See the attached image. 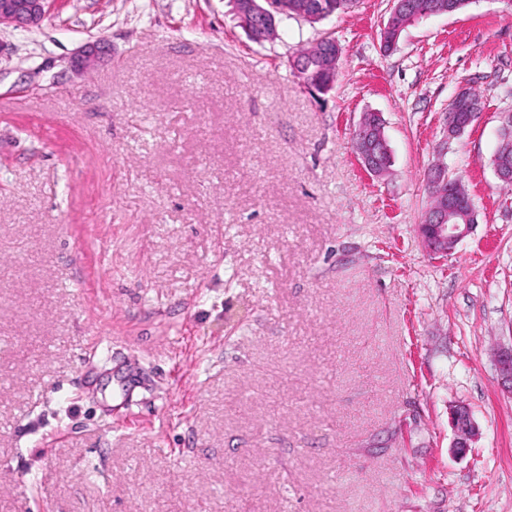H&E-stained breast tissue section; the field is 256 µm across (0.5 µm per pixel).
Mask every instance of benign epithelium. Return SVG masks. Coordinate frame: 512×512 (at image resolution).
<instances>
[{
    "mask_svg": "<svg viewBox=\"0 0 512 512\" xmlns=\"http://www.w3.org/2000/svg\"><path fill=\"white\" fill-rule=\"evenodd\" d=\"M47 0H0V27L30 28L39 26L45 17ZM288 10V0H263L258 5L256 0H239L237 13L240 24L248 35H253L263 23L268 25L275 22L276 15ZM100 46L97 43L87 45L79 54L76 65L82 68L94 65L100 59ZM482 108L477 106L475 111L466 113L464 126H458L450 121L446 125L445 140L460 136L463 127H471L479 120ZM383 122L379 112H364L354 129L353 136L364 143L358 149V154L364 168L377 177L386 175L391 166V151L386 146L382 136ZM455 178L448 175V168L437 165L431 168L427 175V185L434 193L435 202L430 205L423 215L419 231L422 241L428 251L435 255H448L456 246L474 232V224H456L454 205L449 201L451 183ZM497 370L504 390L512 395V346L504 347L497 352ZM450 424L455 438L452 448L457 454L470 448V442L479 435V426L471 412L464 406H456L450 412Z\"/></svg>",
    "mask_w": 512,
    "mask_h": 512,
    "instance_id": "7a95c632",
    "label": "benign epithelium"
}]
</instances>
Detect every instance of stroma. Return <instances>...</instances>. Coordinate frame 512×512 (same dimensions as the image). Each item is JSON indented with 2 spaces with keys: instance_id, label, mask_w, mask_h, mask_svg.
<instances>
[{
  "instance_id": "1",
  "label": "stroma",
  "mask_w": 512,
  "mask_h": 512,
  "mask_svg": "<svg viewBox=\"0 0 512 512\" xmlns=\"http://www.w3.org/2000/svg\"><path fill=\"white\" fill-rule=\"evenodd\" d=\"M389 8L261 44L230 0H48L0 30V512H512V7L421 18L386 53ZM327 36L318 100L290 63ZM465 87L483 114L444 142ZM440 161L478 223L434 259ZM381 118V113L363 112L353 133V136L364 143V147L358 148L362 165L377 177L386 175L392 162L390 148L383 140ZM449 420L455 433L452 448L457 454L464 453L470 448V442L478 437L479 426L465 406H455Z\"/></svg>"
}]
</instances>
